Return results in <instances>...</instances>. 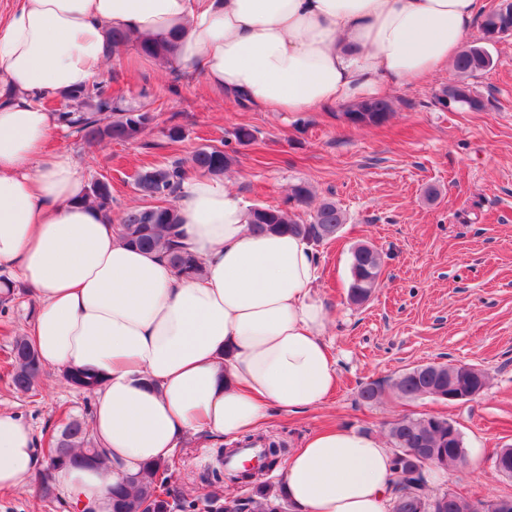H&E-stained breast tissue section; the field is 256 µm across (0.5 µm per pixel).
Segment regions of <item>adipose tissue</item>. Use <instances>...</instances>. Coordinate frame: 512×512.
<instances>
[{"label":"adipose tissue","mask_w":512,"mask_h":512,"mask_svg":"<svg viewBox=\"0 0 512 512\" xmlns=\"http://www.w3.org/2000/svg\"><path fill=\"white\" fill-rule=\"evenodd\" d=\"M483 0H17L0 17V285L31 288L26 330L43 364L94 374L90 433L104 463L56 469L80 512H112V490L181 438L252 434L270 408L324 404L337 377L330 319L313 292L306 238L254 233L230 188L199 174L176 202L199 275L123 243L84 199L76 160L44 149L45 99L91 85L108 33L177 34L174 66L265 112H330L385 99L446 70ZM40 463L34 429L0 411V491ZM383 441L344 427L311 434L281 490L295 512H388Z\"/></svg>","instance_id":"adipose-tissue-1"}]
</instances>
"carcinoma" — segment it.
<instances>
[{"instance_id": "carcinoma-1", "label": "carcinoma", "mask_w": 512, "mask_h": 512, "mask_svg": "<svg viewBox=\"0 0 512 512\" xmlns=\"http://www.w3.org/2000/svg\"><path fill=\"white\" fill-rule=\"evenodd\" d=\"M481 44L465 47L458 54L454 69L458 75L453 83L457 89L471 90L468 79L491 69L494 59L487 46L504 33L496 26L494 12L486 14L481 22ZM112 51L129 45L138 53L162 61H170L177 47L175 36L161 41L133 40L122 33L110 35ZM68 101L66 110L57 112L59 125L73 129L88 144L104 141L135 142L151 124L153 117L147 112L127 109L112 100L107 84L96 82L84 89L63 95ZM109 111L112 118L103 122L99 114ZM393 111L388 99L363 101L350 106L353 114L367 126L384 123ZM235 162V157L224 149L205 145L197 148L189 159L196 172L221 176ZM187 170L180 161L165 166H148L140 170L135 185L138 191L154 200L151 205L137 206L122 212L117 224L120 239L143 251L163 250L170 267L181 275L199 272V262L193 254L175 244L179 235V216L171 198L184 181ZM313 192L306 183H297L290 189L288 202L295 206L307 204ZM86 201L95 205L105 217L112 213V184L106 177L97 178L87 188ZM250 225L257 232L288 231L301 234L314 244L336 236L338 227L345 221L343 210L336 202H322L305 222L295 211L279 206L256 205L249 209ZM383 267L381 253L369 246L358 245L351 250L349 301L358 306L370 300L380 286ZM41 373V361L36 351L19 336L12 348L13 387L23 393L34 389ZM68 384L85 393H93L95 377L78 369L64 371ZM454 382L467 396V400L479 397L486 385V373L472 365L464 372L455 364L429 363L386 381H372L359 392L367 403L381 399L385 389L405 399L432 397L448 391V382ZM387 437L393 453L395 479L392 485V512H512V498H493L470 502L451 490L434 492L427 475L429 470L443 472L460 471L467 460V448L460 430L449 420L432 415L421 417L403 416L388 423ZM103 452L90 439L84 422L72 417L52 442L49 459L53 467L77 463H96ZM495 472L512 478V446L501 448L494 457ZM164 464L147 467L137 478L134 491L123 488L112 491V512H171L193 507L177 498L167 500L171 493H162L167 482ZM288 502L282 493H275L265 485H258L251 494L224 500L215 512H286Z\"/></svg>"}]
</instances>
